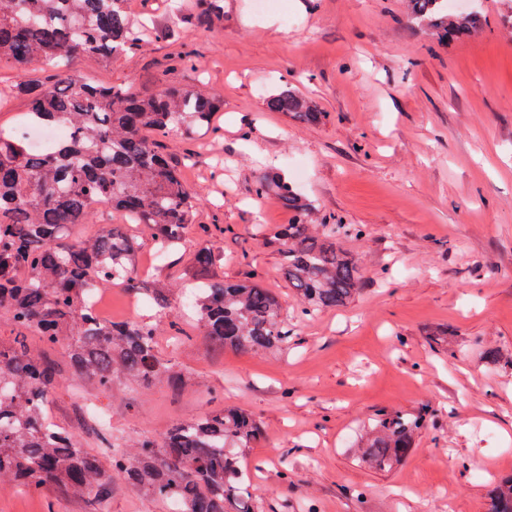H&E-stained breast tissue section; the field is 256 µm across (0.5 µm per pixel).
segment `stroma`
<instances>
[{
  "instance_id": "35a3bbf8",
  "label": "stroma",
  "mask_w": 512,
  "mask_h": 512,
  "mask_svg": "<svg viewBox=\"0 0 512 512\" xmlns=\"http://www.w3.org/2000/svg\"><path fill=\"white\" fill-rule=\"evenodd\" d=\"M477 2L483 33L438 47L407 26L402 0H282L267 13L224 0L207 31L195 0H127L139 50L106 62L78 56L69 69L143 96L202 88L223 103L211 127L161 141L198 199L165 281L179 284L200 248L219 246V275L275 291L290 337L278 350L219 352L185 324L188 341L164 334L159 344L191 372L188 388L121 382L105 396L65 380L54 421L73 406L97 411L123 447L209 408L220 388L264 423L247 457L256 512H486L488 486L512 464V0ZM56 71L0 64L9 95L0 129L24 118L23 84ZM285 84L318 103L322 123L266 110L265 96ZM269 166L296 181L319 221L363 227L344 241L364 276L345 306L302 316L275 246L257 235L256 225L291 219L255 193ZM215 224L223 235L207 236ZM436 328L447 329L446 348H431ZM421 410L424 426L398 466L354 460L350 443L376 414ZM71 508L62 496L0 490V512Z\"/></svg>"
}]
</instances>
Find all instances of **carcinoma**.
<instances>
[{
    "label": "carcinoma",
    "mask_w": 512,
    "mask_h": 512,
    "mask_svg": "<svg viewBox=\"0 0 512 512\" xmlns=\"http://www.w3.org/2000/svg\"><path fill=\"white\" fill-rule=\"evenodd\" d=\"M126 0H0V60L25 67L78 55L103 60L138 48ZM405 15L446 46L482 30L472 7L448 10V0H404ZM222 0H198L197 24L213 27ZM26 118L65 125L70 139L49 155L32 154L0 130V313L13 329L0 340V478L42 494L54 491L80 505L76 512H108L114 478L162 501L168 512H254L255 488L243 469L245 453L262 438L250 411L224 403L170 423L132 450L114 443L112 427L91 413L75 428L49 424L45 410L61 373L52 354H66L80 389L110 395L118 382L185 388L190 373L158 349L153 318L99 319L85 285L121 281L159 311L170 290L147 288L134 273L135 241L105 224L92 238L68 240L73 224L92 218L90 203H107L134 224L149 227L161 256L177 251L192 225L196 200L160 151V138L211 124L219 102L201 92L167 87L141 96L124 86L92 84L61 71L30 89ZM269 112L307 124L324 118L317 104L284 87L266 99ZM256 194L276 197L292 214L270 231L281 267L303 316L348 303L363 285L359 259L341 240L361 237L353 224L313 223V206L279 173L259 177ZM224 254L197 251L184 272L186 319L223 350L252 353L288 342L279 296L261 284L216 275ZM423 415L381 413L355 441L356 461L373 469L399 464L413 448ZM487 512H512V475L490 485Z\"/></svg>",
    "instance_id": "carcinoma-1"
}]
</instances>
